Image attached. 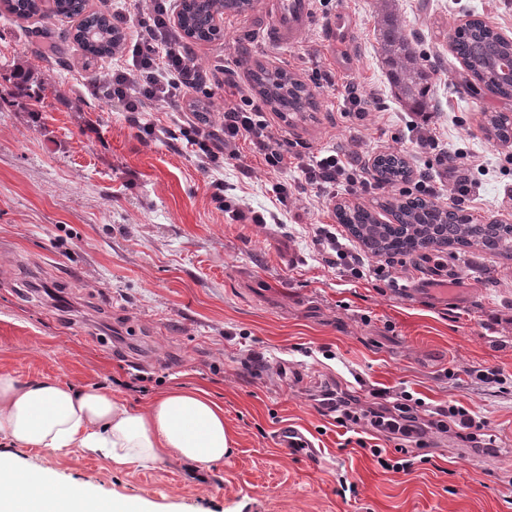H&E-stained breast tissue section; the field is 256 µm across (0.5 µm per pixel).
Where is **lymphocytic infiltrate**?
I'll return each instance as SVG.
<instances>
[{
  "mask_svg": "<svg viewBox=\"0 0 512 512\" xmlns=\"http://www.w3.org/2000/svg\"><path fill=\"white\" fill-rule=\"evenodd\" d=\"M150 22L134 41L132 48L133 71H113L107 82V92L113 104L125 112L145 111L152 103L168 101L176 95L188 94L204 86L207 76L193 60V50L188 43L171 34L175 23L171 17L169 0H146ZM224 91L228 100L224 106L221 130L223 139L206 135L193 125L182 126V136L198 148L196 158L201 168L210 170L235 159V142L245 138L252 142L262 155L267 169L280 173L288 168V153L282 150L272 128L263 118L264 99L244 95L235 71L225 70ZM360 156L354 155L348 164H341L336 155L314 157L301 164L307 184L319 189L336 187L340 182H358L361 190L372 189L369 180H356L355 170L361 169ZM319 404L326 413L335 414L337 422L368 420L375 429L388 438L406 440L423 449L430 447L435 433L454 432L455 436L470 444L481 460L495 458L497 449L485 439L483 421L461 405H449L432 411L430 415L419 412L409 395L396 398L376 393L371 399L348 392L328 390L322 393Z\"/></svg>",
  "mask_w": 512,
  "mask_h": 512,
  "instance_id": "obj_1",
  "label": "lymphocytic infiltrate"
}]
</instances>
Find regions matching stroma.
Here are the masks:
<instances>
[{
    "mask_svg": "<svg viewBox=\"0 0 512 512\" xmlns=\"http://www.w3.org/2000/svg\"><path fill=\"white\" fill-rule=\"evenodd\" d=\"M424 67L438 71L435 114L418 125L395 97L379 46L380 0H314V23L292 44L265 33L275 0L224 16L215 40H192L209 83L186 99L152 105L139 125L93 91L113 66L131 67L120 50L85 68L70 33L75 20L16 17L0 8V372L20 381L59 380L97 388L130 407L164 393L200 389L224 408L231 451L205 469L176 458L117 471L100 460L15 450L17 467L88 483L98 493L137 498L148 512H512V260L464 248L432 251L460 275L448 298L416 290L430 271H396L371 258L358 276L343 259L327 263L313 230L330 225L349 237L337 206L358 205L383 223L382 191L318 193L300 169L267 174L248 142L224 168L204 171L186 123L216 130L224 115V71L249 84L256 64L290 72L313 89L307 120L265 115L289 152L309 158L386 153L407 161L413 180L449 182L442 153L468 162L473 191L435 198L470 222L512 224V142L487 140L484 115L512 119V100L483 90L456 58L450 34L480 18L512 38V0H395ZM353 23L350 59L338 65L329 25ZM373 94L361 116L344 110L347 84ZM223 179V199L210 183ZM288 184V203L272 191ZM268 223L234 219L232 206ZM129 344L116 354L113 333ZM267 366L254 376L249 353ZM494 368L486 385L478 371ZM340 387L366 396L408 392L425 404H461L484 418L501 453L474 459L468 443L439 436L417 450L410 473L383 470L365 424H339L317 402ZM305 429L316 458L285 454L280 425Z\"/></svg>",
    "mask_w": 512,
    "mask_h": 512,
    "instance_id": "35a3bbf8",
    "label": "stroma"
}]
</instances>
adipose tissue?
Returning a JSON list of instances; mask_svg holds the SVG:
<instances>
[{"instance_id": "adipose-tissue-1", "label": "adipose tissue", "mask_w": 512, "mask_h": 512, "mask_svg": "<svg viewBox=\"0 0 512 512\" xmlns=\"http://www.w3.org/2000/svg\"><path fill=\"white\" fill-rule=\"evenodd\" d=\"M0 437L21 448L89 455L117 470L171 456L208 468L223 463L231 443L223 406L198 392L176 390L140 410L97 389L23 382L8 372H0ZM0 512L145 510L134 498L20 472L13 456L0 452Z\"/></svg>"}]
</instances>
